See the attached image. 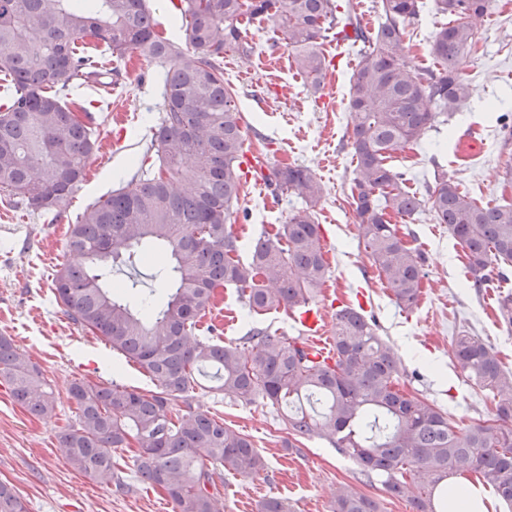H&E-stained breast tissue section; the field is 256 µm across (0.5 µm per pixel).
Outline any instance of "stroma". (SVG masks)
I'll use <instances>...</instances> for the list:
<instances>
[{
    "label": "stroma",
    "mask_w": 512,
    "mask_h": 512,
    "mask_svg": "<svg viewBox=\"0 0 512 512\" xmlns=\"http://www.w3.org/2000/svg\"><path fill=\"white\" fill-rule=\"evenodd\" d=\"M423 3L420 15L407 25L412 44L407 61L415 68L433 66L429 40L443 20L433 0ZM242 32L256 51L249 57L225 55L224 78L236 90L246 119L248 155L269 171L309 167L324 188L317 217L329 273L315 294L316 304L331 298L363 307L399 356L408 392L442 407L459 426L482 422L494 397L462 372L453 340L464 330L476 334L498 351L505 371L512 372V329L494 309L496 295L512 292V266L491 288H474L462 248L447 226L436 223L428 211L417 212L399 226L409 245L423 253L427 276L413 311L398 308L359 242L355 207L346 194L354 171L348 88L358 46L327 37L323 50L333 65L313 91L289 54L268 67L264 54L274 40L268 23H243ZM459 68L470 87L468 106L424 129L417 143L394 154L391 163L407 172L411 191L420 197L440 168L479 202L512 203V187L504 183L512 168V138H505L497 121L502 115L512 124V0H495L477 47ZM112 69L111 87L79 83L65 98L67 105L91 114L99 142L68 203L40 215L19 203L0 202V335L11 337L39 365L58 397L54 414L35 417L0 384V482L15 489L28 512H174L160 490L139 479L132 460L120 464L124 488L119 491L74 471L59 451V436L75 419L67 399L73 381L113 382L144 392L156 388L137 363L125 361L102 338L73 325L52 289L54 272L74 260L66 247L70 224L89 204L151 171L156 160L150 141L161 104L157 67L133 53L113 61ZM238 207L241 217L232 231L245 250L262 233L276 232L304 203L281 193L265 200L251 172ZM255 326L278 336L298 333L285 311L248 314L233 287L217 289L214 307L198 324L201 335L212 332L227 342L238 341ZM193 404L248 435L264 461L261 470L247 477L222 474L218 485L224 512H260L262 502L272 496L288 502L292 512H329L337 487L344 484L377 500L380 512H413L407 497L391 496L380 479L366 480L356 463L327 441L312 437L285 447L288 426L265 400L245 404L204 384L196 388Z\"/></svg>",
    "instance_id": "1"
}]
</instances>
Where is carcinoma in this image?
I'll list each match as a JSON object with an SVG mask.
<instances>
[{
    "instance_id": "cac0c4a2",
    "label": "carcinoma",
    "mask_w": 512,
    "mask_h": 512,
    "mask_svg": "<svg viewBox=\"0 0 512 512\" xmlns=\"http://www.w3.org/2000/svg\"><path fill=\"white\" fill-rule=\"evenodd\" d=\"M384 21L371 35L351 9L336 0H179L185 19L182 48L156 33L145 0H0V75L10 79V103L0 109V193L30 211L64 206L85 176L97 146L89 113L61 100L77 81L102 83L107 62L79 50L88 38L111 56L129 53L161 68L162 104L153 128L155 170L134 177L89 205L70 225L67 247L86 264H65L53 290L68 318L136 362L157 382L136 388L73 382L67 399L75 420L59 437L73 470L121 485L116 456L128 452L141 480L165 492L174 512H221L216 468L250 476L263 460L249 437L192 405L198 378L243 402L262 398L284 411L297 437L317 436L351 457L360 473L383 478L388 493H409L414 512H448L452 481L490 486L512 508V395L495 402L493 417L464 432L448 412L405 392L400 358L378 334L376 322L356 308L336 309L333 353L310 356L299 337L254 328L239 343L197 336L201 314L215 290L233 286L249 311L305 308L328 273L316 207V173L288 165L273 173L278 191L305 202L278 231L262 235L243 262L233 257L232 218L243 188V115L224 82V55H247L241 22L260 18L282 36L306 84L318 88L330 61L325 33L362 43L349 87V140L356 159L349 197L364 250L391 288L396 304L418 303L426 272L420 251L408 246L392 217L426 208L464 248L475 287L503 277L512 264V203L482 204L446 172L434 174L427 197L406 189V174L388 163L441 117L469 99L458 69L480 40L493 0H435L448 21L436 27L430 55L436 68L414 70L407 23L421 0H381ZM164 246L171 263L150 277L173 291L158 302L138 281L107 286L92 265L112 262L134 272L150 248ZM501 321L512 327V292L499 296ZM466 376L490 392L506 378L498 352L467 331L454 339ZM0 381L35 416L55 412L57 397L41 369L0 336ZM182 403L185 412L172 414ZM0 512H27L24 500L0 483ZM331 512H379L352 486L340 487Z\"/></svg>"
}]
</instances>
